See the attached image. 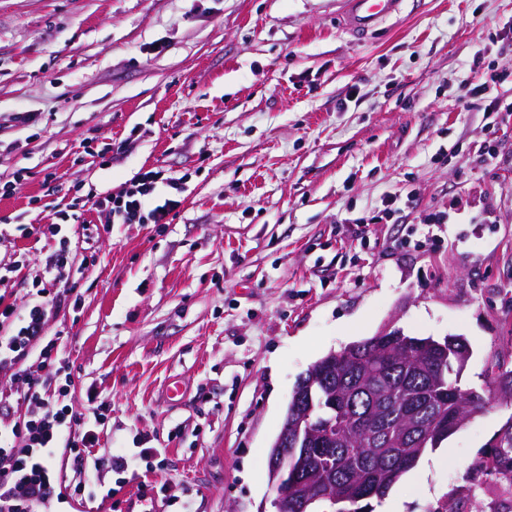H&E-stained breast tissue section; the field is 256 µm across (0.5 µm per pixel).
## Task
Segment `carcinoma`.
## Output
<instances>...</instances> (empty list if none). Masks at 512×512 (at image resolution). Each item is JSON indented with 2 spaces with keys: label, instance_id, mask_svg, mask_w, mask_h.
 I'll list each match as a JSON object with an SVG mask.
<instances>
[{
  "label": "carcinoma",
  "instance_id": "carcinoma-1",
  "mask_svg": "<svg viewBox=\"0 0 512 512\" xmlns=\"http://www.w3.org/2000/svg\"><path fill=\"white\" fill-rule=\"evenodd\" d=\"M469 357L461 336H410L403 346L395 336L376 335L336 352L325 377L336 408L324 401L310 414L317 427L336 422V441L308 458L306 479L314 490L332 480L350 499H312L306 510L326 505L331 512H372L367 500L384 496L426 449L490 403L494 385H512V369L495 362L485 387L461 388L458 378ZM471 468L509 495L487 512H512V421Z\"/></svg>",
  "mask_w": 512,
  "mask_h": 512
}]
</instances>
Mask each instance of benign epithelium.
<instances>
[{
    "label": "benign epithelium",
    "mask_w": 512,
    "mask_h": 512,
    "mask_svg": "<svg viewBox=\"0 0 512 512\" xmlns=\"http://www.w3.org/2000/svg\"><path fill=\"white\" fill-rule=\"evenodd\" d=\"M315 379L305 382L298 380L293 392V403L305 402L308 410H313V386ZM310 426V417L306 416L290 426H285L279 433L276 447L278 451L269 457V469L272 484L275 489V498L271 505L274 512H288V506L302 499L306 494L305 480L301 479L298 471L288 467V453L307 454V449H299L300 444H306L318 435ZM324 438L332 435L331 430L319 434Z\"/></svg>",
    "instance_id": "benign-epithelium-1"
}]
</instances>
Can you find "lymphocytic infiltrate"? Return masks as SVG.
<instances>
[{
	"label": "lymphocytic infiltrate",
	"instance_id": "1",
	"mask_svg": "<svg viewBox=\"0 0 512 512\" xmlns=\"http://www.w3.org/2000/svg\"><path fill=\"white\" fill-rule=\"evenodd\" d=\"M184 191V178L148 170L119 191L93 195L92 203L112 224H165L181 207ZM48 231L57 236L58 245L42 269L43 286L28 301L25 313L0 299V370L18 369L26 405L23 417L2 426V418L13 417V406L0 394V512H59L60 505L72 504L81 495L92 501L111 499L109 486L81 481L67 488L53 464L57 449L68 451L74 463L92 461L98 472L128 468L126 455L99 449L103 413L89 416L62 401L73 384L71 368L59 353L57 338L47 336L45 328L50 310L76 305L77 300L66 276L71 266L69 240L61 236L60 225H49ZM32 356L40 367L51 368V378L60 382L57 391H50L48 380L40 375L21 369V362Z\"/></svg>",
	"mask_w": 512,
	"mask_h": 512
}]
</instances>
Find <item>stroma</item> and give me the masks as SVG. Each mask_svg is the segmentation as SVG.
Here are the masks:
<instances>
[{"mask_svg":"<svg viewBox=\"0 0 512 512\" xmlns=\"http://www.w3.org/2000/svg\"><path fill=\"white\" fill-rule=\"evenodd\" d=\"M342 7L0 0V259L35 275L41 225L70 239L80 302L47 333L131 456L95 512H266L298 378L382 331L464 337V388L512 362V112L460 96L512 65V0H403L367 34ZM153 168L187 179L171 223L72 205ZM511 419L497 392L373 512L497 498L470 466Z\"/></svg>","mask_w":512,"mask_h":512,"instance_id":"35a3bbf8","label":"stroma"}]
</instances>
